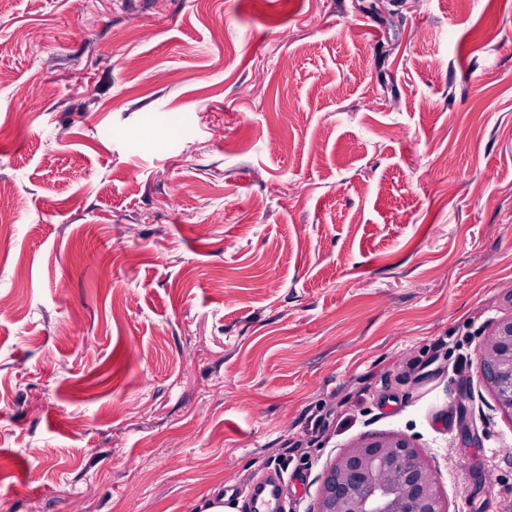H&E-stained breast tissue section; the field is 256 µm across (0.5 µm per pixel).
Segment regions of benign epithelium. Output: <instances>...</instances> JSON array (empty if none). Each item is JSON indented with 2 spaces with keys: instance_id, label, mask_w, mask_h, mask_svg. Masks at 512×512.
Instances as JSON below:
<instances>
[{
  "instance_id": "1",
  "label": "benign epithelium",
  "mask_w": 512,
  "mask_h": 512,
  "mask_svg": "<svg viewBox=\"0 0 512 512\" xmlns=\"http://www.w3.org/2000/svg\"><path fill=\"white\" fill-rule=\"evenodd\" d=\"M480 378L512 417V316L478 348ZM314 512H448L428 456L403 435H363L327 467Z\"/></svg>"
}]
</instances>
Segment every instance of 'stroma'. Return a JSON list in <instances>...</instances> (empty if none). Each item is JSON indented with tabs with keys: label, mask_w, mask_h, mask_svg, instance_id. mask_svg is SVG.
<instances>
[{
	"label": "stroma",
	"mask_w": 512,
	"mask_h": 512,
	"mask_svg": "<svg viewBox=\"0 0 512 512\" xmlns=\"http://www.w3.org/2000/svg\"><path fill=\"white\" fill-rule=\"evenodd\" d=\"M0 211V512H512V0H0ZM480 378L491 387L497 409L512 417V316L500 319L478 348ZM313 512H448V504L413 439L363 435L327 467ZM280 478L275 475L270 483L255 489L250 496L252 512L280 511Z\"/></svg>",
	"instance_id": "obj_1"
}]
</instances>
